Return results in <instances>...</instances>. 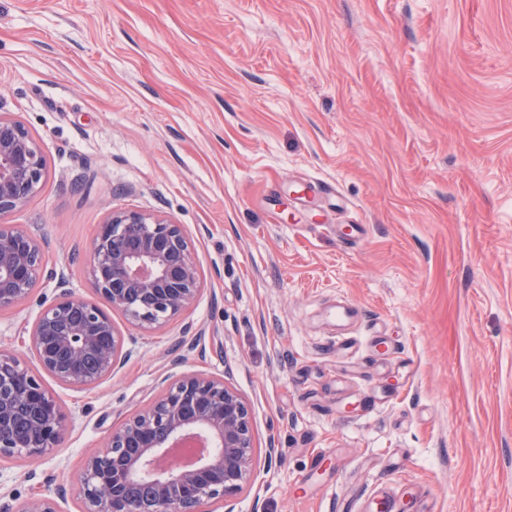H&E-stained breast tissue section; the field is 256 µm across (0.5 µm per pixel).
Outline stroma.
<instances>
[{
  "label": "stroma",
  "instance_id": "35a3bbf8",
  "mask_svg": "<svg viewBox=\"0 0 512 512\" xmlns=\"http://www.w3.org/2000/svg\"><path fill=\"white\" fill-rule=\"evenodd\" d=\"M0 115L47 165L10 221L68 288L97 301L114 211L181 225L201 280L155 329L113 313L128 355L98 386L42 374L67 433L0 460V494L78 512L86 452L193 370L280 450L233 512H512V0H0ZM55 294L0 311V350L35 367Z\"/></svg>",
  "mask_w": 512,
  "mask_h": 512
}]
</instances>
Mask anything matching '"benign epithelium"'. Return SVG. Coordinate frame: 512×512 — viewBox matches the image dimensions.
Returning <instances> with one entry per match:
<instances>
[{"label":"benign epithelium","instance_id":"1","mask_svg":"<svg viewBox=\"0 0 512 512\" xmlns=\"http://www.w3.org/2000/svg\"><path fill=\"white\" fill-rule=\"evenodd\" d=\"M45 158L25 126L0 116V310L24 300L46 271L41 242L9 216L42 187ZM88 275L101 301L133 325L151 330L176 318L200 295L195 258L179 224L136 211L113 213L90 247ZM41 370L59 383L95 387L120 362L123 340L99 304L65 291L36 317L30 336ZM67 431L58 400L22 362L0 352V459L45 460ZM198 441L212 452L189 465L168 461ZM255 450L249 408L224 378L187 372L147 408L112 429L84 459L80 512H203L237 494ZM0 512H63L49 494H34Z\"/></svg>","mask_w":512,"mask_h":512}]
</instances>
